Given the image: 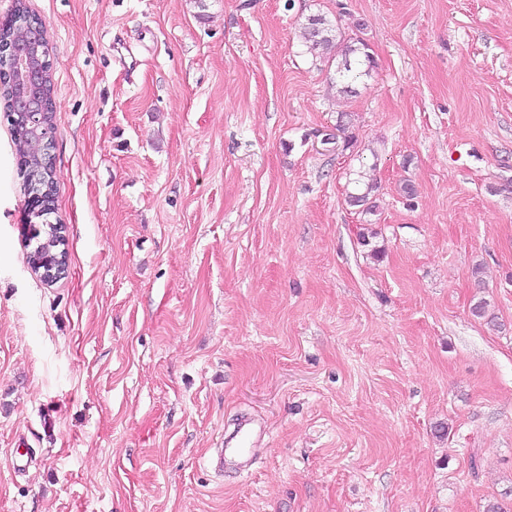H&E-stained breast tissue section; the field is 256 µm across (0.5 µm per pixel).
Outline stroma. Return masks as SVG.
<instances>
[{"label": "stroma", "instance_id": "35a3bbf8", "mask_svg": "<svg viewBox=\"0 0 512 512\" xmlns=\"http://www.w3.org/2000/svg\"><path fill=\"white\" fill-rule=\"evenodd\" d=\"M27 5L68 274L0 97V512H512V0ZM314 13L375 56L353 97ZM354 183H358L356 185L354 192H349L347 194L348 203L354 207L362 208V213L366 214H374L376 211V205H373L374 202H370L369 195L374 191L376 186L373 183L364 184V188L360 186V180H356ZM54 214L52 209H44L42 213L35 219L37 222L34 224L38 226L39 231L30 237L32 249L27 253V263L35 256L38 258L39 254L51 253L57 256L61 250V246L56 245V225L60 224L58 221L52 223L51 215ZM262 431L253 418L244 417L240 420L238 430L235 435L226 442H222V448H218L215 458H210V465H214V469L218 471L224 470V460H234L241 469H247L251 466V459H246L245 448L243 445L250 439L252 433ZM234 441V442H232Z\"/></svg>", "mask_w": 512, "mask_h": 512}]
</instances>
